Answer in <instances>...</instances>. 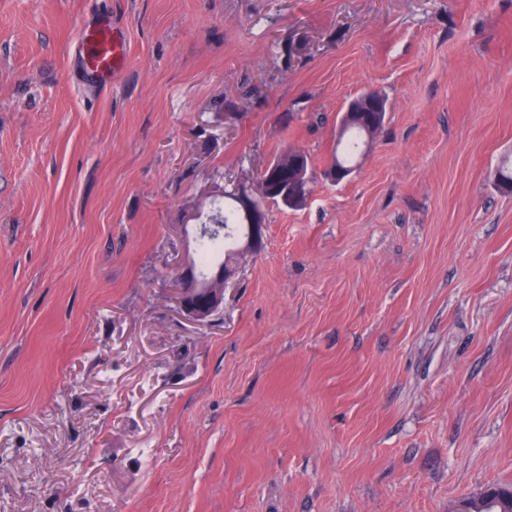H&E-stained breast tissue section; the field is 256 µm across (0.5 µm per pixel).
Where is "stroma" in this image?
<instances>
[{
  "label": "stroma",
  "mask_w": 512,
  "mask_h": 512,
  "mask_svg": "<svg viewBox=\"0 0 512 512\" xmlns=\"http://www.w3.org/2000/svg\"><path fill=\"white\" fill-rule=\"evenodd\" d=\"M97 14L127 46L107 91L73 53ZM370 90L384 126L331 183ZM290 147L308 203L266 204L191 321L187 228ZM509 164L512 0H0V512H451L512 484ZM363 100L357 99L352 101L346 108L342 116V127L344 128L341 132L340 141L348 135L347 140L344 142L343 148L339 153L336 150L334 160L329 165L325 176L329 179L336 178V180H343L350 174V169H343L354 167L352 163L353 157L356 155L361 145L365 146L367 138V125L365 122H358L349 127L347 125L355 122L357 117L360 115L358 112H362ZM346 127V128H345ZM342 169L338 172L337 170ZM335 180V181H336Z\"/></svg>",
  "instance_id": "stroma-1"
}]
</instances>
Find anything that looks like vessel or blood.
I'll return each mask as SVG.
<instances>
[{"mask_svg": "<svg viewBox=\"0 0 512 512\" xmlns=\"http://www.w3.org/2000/svg\"><path fill=\"white\" fill-rule=\"evenodd\" d=\"M79 67L92 85H111L115 73L125 61V43L109 19L83 23L77 42Z\"/></svg>", "mask_w": 512, "mask_h": 512, "instance_id": "vessel-or-blood-1", "label": "vessel or blood"}]
</instances>
